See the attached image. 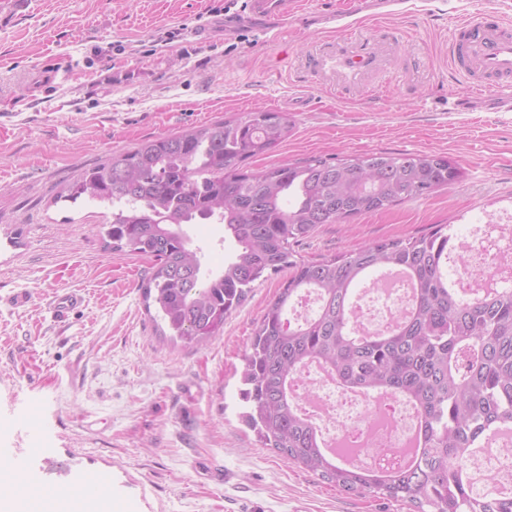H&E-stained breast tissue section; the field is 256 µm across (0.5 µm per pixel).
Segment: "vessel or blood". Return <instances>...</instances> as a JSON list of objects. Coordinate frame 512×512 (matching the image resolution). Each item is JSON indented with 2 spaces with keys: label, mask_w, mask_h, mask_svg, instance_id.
I'll list each match as a JSON object with an SVG mask.
<instances>
[{
  "label": "vessel or blood",
  "mask_w": 512,
  "mask_h": 512,
  "mask_svg": "<svg viewBox=\"0 0 512 512\" xmlns=\"http://www.w3.org/2000/svg\"><path fill=\"white\" fill-rule=\"evenodd\" d=\"M298 0H243L241 17L224 20L232 32L248 20L285 19L293 16ZM449 55L454 70L475 92L502 87L512 81V34L497 11L480 7L456 27Z\"/></svg>",
  "instance_id": "1"
}]
</instances>
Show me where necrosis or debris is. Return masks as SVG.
<instances>
[{
	"instance_id": "necrosis-or-debris-1",
	"label": "necrosis or debris",
	"mask_w": 512,
	"mask_h": 512,
	"mask_svg": "<svg viewBox=\"0 0 512 512\" xmlns=\"http://www.w3.org/2000/svg\"><path fill=\"white\" fill-rule=\"evenodd\" d=\"M512 244V218L477 225L465 243L463 262L455 266L456 284L466 290L480 285L495 273L493 260L504 246ZM408 291L400 286L367 289L355 307L359 326L375 333L392 323L406 308ZM297 405L312 422L321 426L328 447L354 441L358 447L350 463L360 469L380 470L405 459L413 440L417 414L397 398L385 401L382 411H373L365 393L339 384L316 365L303 367L291 386ZM470 490L512 493V440L492 437L488 448L470 453L463 467Z\"/></svg>"
}]
</instances>
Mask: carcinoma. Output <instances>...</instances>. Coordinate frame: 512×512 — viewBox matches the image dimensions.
I'll return each mask as SVG.
<instances>
[{
    "mask_svg": "<svg viewBox=\"0 0 512 512\" xmlns=\"http://www.w3.org/2000/svg\"><path fill=\"white\" fill-rule=\"evenodd\" d=\"M293 130L289 113L259 110L143 140L86 167L62 198L87 195L112 210V249L154 261L142 285L146 307L156 306L172 336L189 344L218 335L257 280L292 269L255 328L240 390L244 422L287 462L346 494L408 503L413 512H512V497H473L461 469L472 449L512 432V285L460 294L448 278V250L462 240L442 226L313 261L293 254L319 225L426 197L457 183L459 168L445 155L372 153L248 169ZM206 222L224 225L235 246L224 269L208 274L183 229ZM385 270L408 274L412 305L387 331L361 334L353 301ZM304 290L317 294L319 309L293 323L286 314ZM310 361L346 386L412 404L415 457L362 471L331 453L289 392Z\"/></svg>",
    "mask_w": 512,
    "mask_h": 512,
    "instance_id": "cac0c4a2",
    "label": "carcinoma"
}]
</instances>
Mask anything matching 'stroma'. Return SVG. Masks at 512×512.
<instances>
[{
	"mask_svg": "<svg viewBox=\"0 0 512 512\" xmlns=\"http://www.w3.org/2000/svg\"><path fill=\"white\" fill-rule=\"evenodd\" d=\"M225 0H0V460L24 458L63 491L101 474L112 512H409L340 492L264 447L240 416L243 356L285 273L256 281L203 345L161 336L146 311L144 256L113 251L95 201L60 189L112 151L256 109L295 127L253 170L372 152L448 156L461 179L428 197L323 224L296 259L417 237L438 224L512 213V112L497 91L455 79L448 43L472 0H408L373 15L366 0H306L298 17L225 35L197 31ZM353 29L324 27L331 9ZM177 31L175 41L167 34ZM368 47L373 69L345 56ZM305 92L310 107L289 110ZM466 106L448 109L449 100ZM202 268L231 253L220 224L187 227ZM28 292L26 306L10 296ZM80 304L55 319L58 292Z\"/></svg>",
	"mask_w": 512,
	"mask_h": 512,
	"instance_id": "obj_1",
	"label": "stroma"
}]
</instances>
